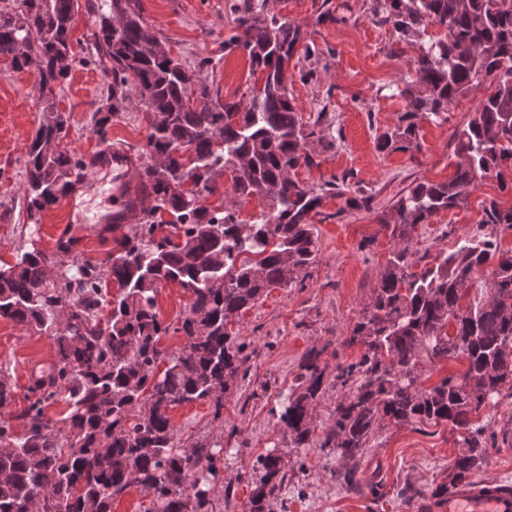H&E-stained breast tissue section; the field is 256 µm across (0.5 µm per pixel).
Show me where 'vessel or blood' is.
Returning <instances> with one entry per match:
<instances>
[{
  "label": "vessel or blood",
  "instance_id": "1",
  "mask_svg": "<svg viewBox=\"0 0 512 512\" xmlns=\"http://www.w3.org/2000/svg\"><path fill=\"white\" fill-rule=\"evenodd\" d=\"M129 167L125 152L116 150L105 155L94 168L95 173L108 172L112 175L114 203L107 214L117 224L136 222L141 209L140 202L126 191ZM422 512H512V491L491 479L461 484L448 497L424 504Z\"/></svg>",
  "mask_w": 512,
  "mask_h": 512
}]
</instances>
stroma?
Here are the masks:
<instances>
[{"mask_svg":"<svg viewBox=\"0 0 512 512\" xmlns=\"http://www.w3.org/2000/svg\"><path fill=\"white\" fill-rule=\"evenodd\" d=\"M232 0H140L143 17L170 44L184 66L211 64L204 75L221 98L241 97L249 86V61L239 51L224 50L232 27ZM272 12L301 23L316 54L288 70L293 104L304 117L325 114L336 135V147L318 157L312 168L298 169L304 184L318 186L347 177L367 207L348 209L343 199L324 200L311 222L316 227L318 258L301 284L271 289L267 297L230 325L247 357L245 377L232 382L224 397V413L214 419L211 406L196 402L176 407L172 422L182 439L207 440L224 450V486L216 490L215 512L233 506L248 512L249 499L262 473L256 460L278 450L288 477L273 512H417L416 505L448 481V464L459 453L458 433L450 424L408 423L382 430L357 465L359 488L346 490L336 474L345 462L319 448L295 447L278 421L295 383L303 355L320 352L326 385L312 414L311 427L323 434L345 390L333 386L338 365L359 359L363 346L350 343L352 329L368 303L378 273L394 241L381 219L411 186L442 182L456 170L454 134L465 126L491 94L483 84L448 109L446 120L423 121L420 147L413 151L379 152L376 138L393 127L405 100L399 94L409 79L416 47L398 53L390 26L381 24L371 0H269ZM103 74L94 66L74 63L63 85L53 88L58 111L70 117L68 149L90 155L99 146L90 115L100 98ZM43 98L33 69L11 70L0 62V265L15 261L16 249L29 238L22 200L23 160L27 145L43 118ZM146 123L140 108L113 118L114 148L137 155L144 146ZM112 192L111 179L93 176L89 190L69 207L67 199L41 214L38 247L54 250L56 229L70 225L84 241V259L96 261L106 246L92 220ZM495 198L512 204L496 179L479 181L464 206L436 213L419 225L412 246L424 264L438 251L480 235L482 204ZM51 341L30 335L21 325L0 318V364L15 371L26 387L32 364L50 360Z\"/></svg>","mask_w":512,"mask_h":512,"instance_id":"1","label":"stroma"}]
</instances>
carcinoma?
Segmentation results:
<instances>
[{"label": "carcinoma", "instance_id": "carcinoma-1", "mask_svg": "<svg viewBox=\"0 0 512 512\" xmlns=\"http://www.w3.org/2000/svg\"><path fill=\"white\" fill-rule=\"evenodd\" d=\"M83 8L95 13V53L82 62L107 80L92 133L111 145L112 118L132 104L142 108L145 162L133 176L149 206L99 262L80 259L70 240L52 252L22 247L14 263L0 266V316L55 346L52 360L30 368L27 406L0 415V512H28L34 501L44 502V512H112L132 488L150 496L145 512H211L224 449L204 439L181 444L170 410L204 401L221 417L230 381L247 361L227 324L315 263L310 214L323 200L336 196L351 208L359 201L346 196L344 183L314 189L296 177L298 168L314 166L308 143L328 151L336 137L324 112L307 121L292 104L288 66L305 30L271 12L267 0L230 6L224 50L242 51L255 80L246 99L224 102L143 19L140 0H12L0 10V60L14 70L35 66L42 91L53 94L68 77L66 57L76 59L73 25ZM371 10L418 49L414 77L399 90L404 112L377 139L379 151L419 149L420 123L442 118L488 80L495 89L455 134L453 177L417 183L393 204L392 221H381L397 243L348 339L364 353L338 367L335 381L347 393L333 424L315 438L310 418L325 384L315 352L304 357L279 422L294 447L313 442L347 461L391 425L448 422L463 431L464 451L448 467V484L433 491L443 496L487 464L497 436L474 417L512 389V250L496 238L512 231V206L484 202L480 224L493 231L439 251L418 273L411 243L419 225L461 207L485 178L512 193V0H372ZM431 25L444 36L416 41ZM43 111L24 161L30 218L72 191L89 165L66 149V113L48 98ZM221 173L231 191L214 205L208 199ZM248 198L262 207L246 221L239 206ZM490 262L495 298L484 304L468 286ZM170 283L191 302L169 322L158 296ZM171 331L184 345L168 352L161 339ZM423 357H462L467 368L425 387ZM17 391L11 368L0 364V411ZM62 400L63 416L48 418L46 408ZM257 464L264 474L249 512H266L284 480L282 457L268 453Z\"/></svg>", "mask_w": 512, "mask_h": 512}]
</instances>
